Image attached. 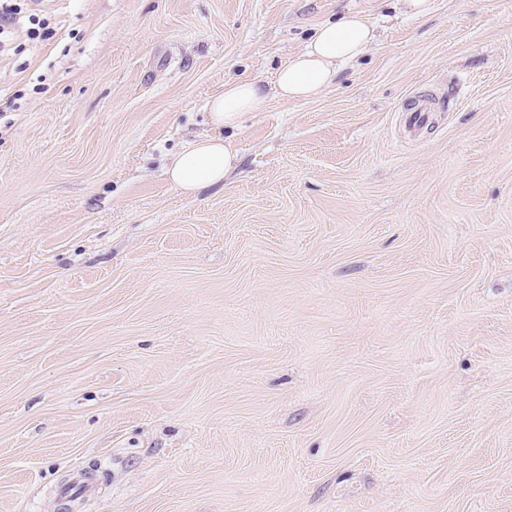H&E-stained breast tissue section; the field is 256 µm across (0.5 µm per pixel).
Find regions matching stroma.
Returning a JSON list of instances; mask_svg holds the SVG:
<instances>
[{"mask_svg":"<svg viewBox=\"0 0 512 512\" xmlns=\"http://www.w3.org/2000/svg\"><path fill=\"white\" fill-rule=\"evenodd\" d=\"M0 54V512H512V0H29ZM375 42L274 95L320 25ZM270 89L232 131L226 81ZM428 103L410 131L404 111ZM238 164L188 195L192 141ZM237 155L225 139L212 137L192 142L177 154L167 169L169 180L186 194L222 185L234 168Z\"/></svg>","mask_w":512,"mask_h":512,"instance_id":"obj_1","label":"stroma"}]
</instances>
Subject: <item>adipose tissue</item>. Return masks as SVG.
I'll use <instances>...</instances> for the list:
<instances>
[{"label": "adipose tissue", "instance_id": "1", "mask_svg": "<svg viewBox=\"0 0 512 512\" xmlns=\"http://www.w3.org/2000/svg\"><path fill=\"white\" fill-rule=\"evenodd\" d=\"M365 16L348 13L315 31L305 47L281 66L275 87L288 100H308L334 84L341 68L362 55L375 41ZM268 92L259 79L225 83L222 95L209 103L215 127L234 129L245 113L264 111ZM237 160L225 139L212 137L192 142L177 154L167 169L169 180L188 194L223 184Z\"/></svg>", "mask_w": 512, "mask_h": 512}]
</instances>
